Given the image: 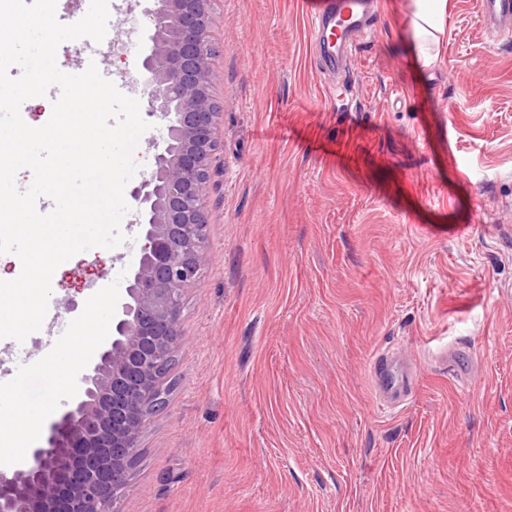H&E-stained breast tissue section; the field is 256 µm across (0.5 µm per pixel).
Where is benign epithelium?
I'll return each mask as SVG.
<instances>
[{"label": "benign epithelium", "instance_id": "1", "mask_svg": "<svg viewBox=\"0 0 512 512\" xmlns=\"http://www.w3.org/2000/svg\"><path fill=\"white\" fill-rule=\"evenodd\" d=\"M215 0H134L149 114L167 138L132 197L143 245L112 336L73 405L25 467L0 471V512H119L149 417L164 409L181 340L183 291L209 262L204 240L223 105L214 95Z\"/></svg>", "mask_w": 512, "mask_h": 512}]
</instances>
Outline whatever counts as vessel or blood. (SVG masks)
<instances>
[{
    "mask_svg": "<svg viewBox=\"0 0 512 512\" xmlns=\"http://www.w3.org/2000/svg\"><path fill=\"white\" fill-rule=\"evenodd\" d=\"M376 0H326L320 7H307L318 56L329 71L338 76L337 89H344V75L350 67L357 38L372 25ZM481 18L486 28L512 31V0H480ZM464 351H455L451 371L461 380L464 391H474L479 379L465 361ZM417 362L404 351L381 352L374 356L370 372L382 407L403 408L418 384Z\"/></svg>",
    "mask_w": 512,
    "mask_h": 512,
    "instance_id": "b4317fda",
    "label": "vessel or blood"
}]
</instances>
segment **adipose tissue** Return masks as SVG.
Masks as SVG:
<instances>
[{
    "instance_id": "adipose-tissue-1",
    "label": "adipose tissue",
    "mask_w": 512,
    "mask_h": 512,
    "mask_svg": "<svg viewBox=\"0 0 512 512\" xmlns=\"http://www.w3.org/2000/svg\"><path fill=\"white\" fill-rule=\"evenodd\" d=\"M412 11L409 52L415 69L433 66L439 59V36L448 10V0H410ZM0 409V453L22 457L27 439L35 433L45 413L43 407L29 404L23 396L7 399Z\"/></svg>"
}]
</instances>
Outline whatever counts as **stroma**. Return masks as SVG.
Returning <instances> with one entry per match:
<instances>
[{
    "instance_id": "35a3bbf8",
    "label": "stroma",
    "mask_w": 512,
    "mask_h": 512,
    "mask_svg": "<svg viewBox=\"0 0 512 512\" xmlns=\"http://www.w3.org/2000/svg\"><path fill=\"white\" fill-rule=\"evenodd\" d=\"M410 0H377L347 95L329 93L304 0H215L223 147L207 202L211 260L183 296L176 385L140 438L120 512H512V37L479 0H448L436 65L414 72ZM94 247L52 278L56 323L0 339L47 410L69 409L102 333L48 381L42 341L126 286L142 242ZM471 347L482 387L440 358ZM421 367L381 411L370 362Z\"/></svg>"
}]
</instances>
